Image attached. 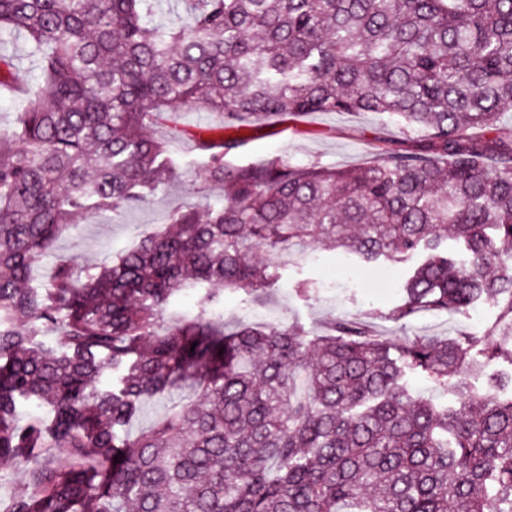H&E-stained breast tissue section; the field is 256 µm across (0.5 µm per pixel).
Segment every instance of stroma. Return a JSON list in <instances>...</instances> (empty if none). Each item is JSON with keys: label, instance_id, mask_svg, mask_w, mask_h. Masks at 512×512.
Listing matches in <instances>:
<instances>
[{"label": "stroma", "instance_id": "stroma-1", "mask_svg": "<svg viewBox=\"0 0 512 512\" xmlns=\"http://www.w3.org/2000/svg\"><path fill=\"white\" fill-rule=\"evenodd\" d=\"M246 135L248 141L234 155V162L255 163L280 157L298 166L317 162L355 167L373 161L368 144L374 138H397L401 132L371 112H315L288 126L271 121L247 129ZM189 203L203 209L224 204L223 190L211 187L197 165L138 206L83 217L56 242L55 251L72 257L78 272L96 271L142 237L161 230L170 212ZM307 253L305 263L282 270L262 296L224 291L213 308L214 314L223 315L229 325L240 320L264 321L298 328L310 337L323 334L335 318L367 319L376 335L392 341L412 334L480 337L498 317L497 308L484 302L480 308L485 317L479 325L468 312L423 313L404 323L390 320V313L403 302L399 283L409 263L353 266L329 282L325 272L340 265L341 257L315 243L308 244ZM304 281L317 283V290L307 295L299 293L297 287Z\"/></svg>", "mask_w": 512, "mask_h": 512}]
</instances>
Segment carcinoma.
Listing matches in <instances>:
<instances>
[{
    "mask_svg": "<svg viewBox=\"0 0 512 512\" xmlns=\"http://www.w3.org/2000/svg\"><path fill=\"white\" fill-rule=\"evenodd\" d=\"M161 2L0 0V37L24 35L42 76L0 130V461L25 477L10 512H512V397L468 382L472 352L512 363V346L394 344L348 320L313 339L205 313L162 324L175 296L257 292L317 241L364 263L425 255L394 321L486 300L489 335H511L512 0H183L175 22ZM22 81L0 57V83ZM175 104L222 122L150 137ZM312 112L395 118L404 138L363 167L226 160L244 128ZM186 137L223 207L186 205L98 271L61 258L32 286L78 216L180 178ZM407 368L458 406L413 396ZM184 386L199 398L126 434ZM19 398L51 423L19 425Z\"/></svg>",
    "mask_w": 512,
    "mask_h": 512,
    "instance_id": "obj_1",
    "label": "carcinoma"
}]
</instances>
